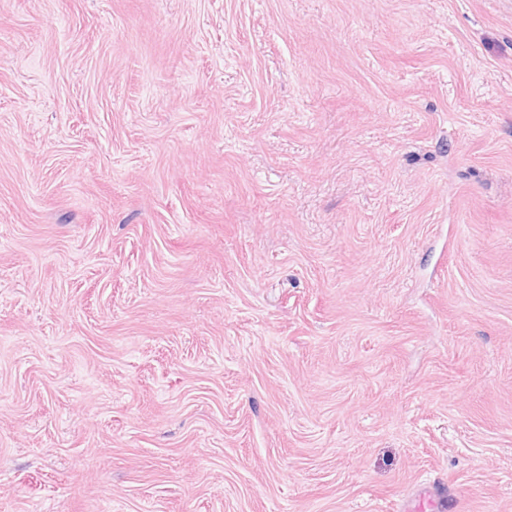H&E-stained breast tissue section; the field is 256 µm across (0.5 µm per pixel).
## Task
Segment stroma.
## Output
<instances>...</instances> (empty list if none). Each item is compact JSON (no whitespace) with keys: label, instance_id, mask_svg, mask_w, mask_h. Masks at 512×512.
Returning a JSON list of instances; mask_svg holds the SVG:
<instances>
[{"label":"stroma","instance_id":"stroma-1","mask_svg":"<svg viewBox=\"0 0 512 512\" xmlns=\"http://www.w3.org/2000/svg\"><path fill=\"white\" fill-rule=\"evenodd\" d=\"M512 512V0H0V512Z\"/></svg>","mask_w":512,"mask_h":512}]
</instances>
